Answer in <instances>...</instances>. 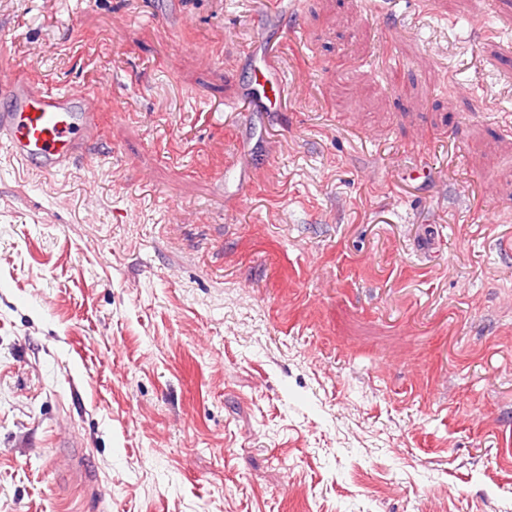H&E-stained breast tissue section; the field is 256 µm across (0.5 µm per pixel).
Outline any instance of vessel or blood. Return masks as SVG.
Returning a JSON list of instances; mask_svg holds the SVG:
<instances>
[{"label": "vessel or blood", "mask_w": 512, "mask_h": 512, "mask_svg": "<svg viewBox=\"0 0 512 512\" xmlns=\"http://www.w3.org/2000/svg\"><path fill=\"white\" fill-rule=\"evenodd\" d=\"M245 87L254 109H282L285 85L269 55H258ZM88 92H60L40 80L0 73V146L40 173L63 171L91 155L109 114L87 104Z\"/></svg>", "instance_id": "1"}]
</instances>
